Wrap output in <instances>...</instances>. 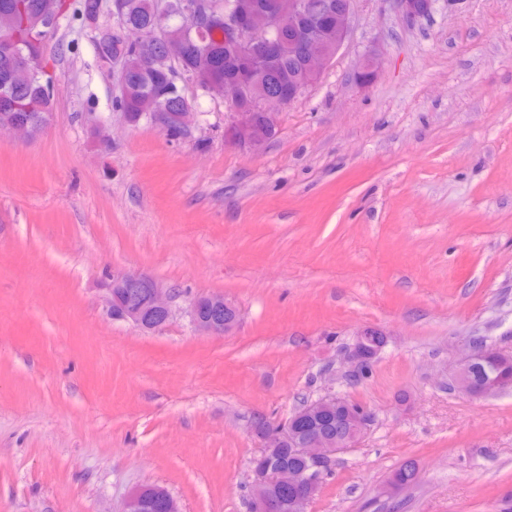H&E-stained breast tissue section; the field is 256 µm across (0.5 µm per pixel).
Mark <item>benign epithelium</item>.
Here are the masks:
<instances>
[{"instance_id":"1","label":"benign epithelium","mask_w":512,"mask_h":512,"mask_svg":"<svg viewBox=\"0 0 512 512\" xmlns=\"http://www.w3.org/2000/svg\"><path fill=\"white\" fill-rule=\"evenodd\" d=\"M355 0H336L321 15H311L303 0H233V6L219 13L215 0H182L173 12L172 0H156L153 21L147 25L128 22L119 17L114 26L98 24L102 3L86 16L95 31V42L112 40L125 48L143 49V66L154 65V56L146 52L149 45L163 48L165 58L185 62L188 67L178 74L183 85H192L211 96L224 99L227 119L224 141L253 153L261 152L277 129L278 110L297 100L322 76L350 31ZM401 11L410 18L423 17L432 11L435 0H396ZM62 0H37L30 17L28 43L0 32V58L13 70L27 76L33 64L42 60L47 41L62 17ZM177 16L180 35L172 33L169 20ZM224 27V63H235L251 75L262 70L287 78L288 94L276 90L261 92L250 80H221L213 75L211 56L207 49L209 27ZM288 28V42L280 37ZM298 59V67L287 75L279 71L284 55ZM102 65L112 73L118 90L117 100L128 94L127 64L124 55L105 53ZM129 124L143 120L162 132H173L177 140L193 137L200 113L186 98L172 111L161 108L152 98L144 100L140 112L122 113ZM20 140H27L40 131L34 119H14L0 124ZM103 303L107 313L116 320L130 322L143 331H154L172 317L170 289L148 274L138 271L114 272L105 284ZM189 314L196 329L210 336H224L236 325L238 313L231 301L222 295L194 300ZM385 344L381 330L371 326L356 334L351 358L360 365L374 359ZM491 359L499 364L511 363L512 356L482 347L475 350L460 367L457 387L473 397H489L512 388L500 381L484 384L473 382L468 369L475 363ZM334 402L345 412L336 418V427L323 429L317 419L323 406ZM371 422V413L362 406L338 397H325L304 405L288 421L279 425L262 440L265 448L282 445L305 457L302 470L276 463L266 452L252 462V485L263 484L265 490L254 494L251 512H307V506L320 489L337 454L354 446ZM125 512H181L178 501L163 486L153 485L129 496Z\"/></svg>"}]
</instances>
